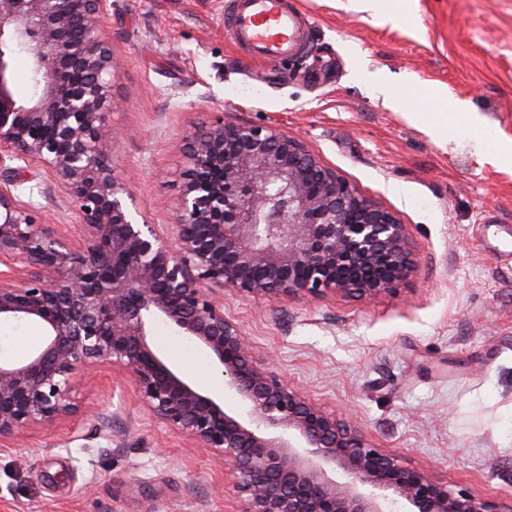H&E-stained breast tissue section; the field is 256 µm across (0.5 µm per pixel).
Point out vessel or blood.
<instances>
[{
    "mask_svg": "<svg viewBox=\"0 0 512 512\" xmlns=\"http://www.w3.org/2000/svg\"><path fill=\"white\" fill-rule=\"evenodd\" d=\"M224 32L251 60L282 62L308 46L306 20L291 0H226Z\"/></svg>",
    "mask_w": 512,
    "mask_h": 512,
    "instance_id": "b4317fda",
    "label": "vessel or blood"
}]
</instances>
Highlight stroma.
<instances>
[{
	"mask_svg": "<svg viewBox=\"0 0 512 512\" xmlns=\"http://www.w3.org/2000/svg\"><path fill=\"white\" fill-rule=\"evenodd\" d=\"M310 50L282 65L246 60L224 35V0H108L121 59L112 165L148 223L171 238L185 137L217 112L298 137L363 196L407 224L414 278L376 299L262 302L225 293L224 313L256 354L365 438L449 489L512 502V258L483 225L512 233V0H383L392 22L355 0H296ZM385 75L376 96L364 72ZM417 112L454 129L429 136ZM48 190L46 231L86 241L74 203ZM36 323L0 325V356L40 345ZM183 373L217 383L200 349L155 324ZM75 414L0 446V512H239L224 460L147 411L127 371L78 372ZM105 412L112 429L99 431Z\"/></svg>",
	"mask_w": 512,
	"mask_h": 512,
	"instance_id": "35a3bbf8",
	"label": "stroma"
}]
</instances>
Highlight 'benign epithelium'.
I'll use <instances>...</instances> for the list:
<instances>
[{
    "label": "benign epithelium",
    "mask_w": 512,
    "mask_h": 512,
    "mask_svg": "<svg viewBox=\"0 0 512 512\" xmlns=\"http://www.w3.org/2000/svg\"><path fill=\"white\" fill-rule=\"evenodd\" d=\"M107 0H0V323L44 340L0 358V439L71 414L82 368L118 365L150 414L224 457L242 512H512L394 454L300 395L224 315L216 289L259 300L393 293L417 270L407 225L300 139L217 115L186 137L174 241L139 221L112 168L118 102ZM16 49L32 87L16 94ZM14 162L43 164L88 244L44 231ZM161 321L204 351L219 384L183 375L152 341Z\"/></svg>",
    "instance_id": "benign-epithelium-1"
}]
</instances>
